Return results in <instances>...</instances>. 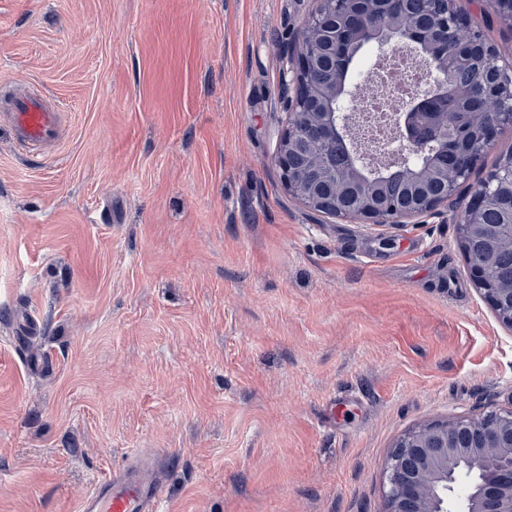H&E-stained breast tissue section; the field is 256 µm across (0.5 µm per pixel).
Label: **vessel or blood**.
<instances>
[{
	"label": "vessel or blood",
	"mask_w": 512,
	"mask_h": 512,
	"mask_svg": "<svg viewBox=\"0 0 512 512\" xmlns=\"http://www.w3.org/2000/svg\"><path fill=\"white\" fill-rule=\"evenodd\" d=\"M8 104L4 118L15 143L28 152H38L59 133V114L42 91L5 93L0 97ZM163 495L157 470L140 460L126 463L118 472L100 481L85 497L81 512H158Z\"/></svg>",
	"instance_id": "b4317fda"
}]
</instances>
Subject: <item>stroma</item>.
<instances>
[{
    "instance_id": "35a3bbf8",
    "label": "stroma",
    "mask_w": 512,
    "mask_h": 512,
    "mask_svg": "<svg viewBox=\"0 0 512 512\" xmlns=\"http://www.w3.org/2000/svg\"><path fill=\"white\" fill-rule=\"evenodd\" d=\"M316 0H0V512H79L160 458L162 512H383L434 421L512 407V328L458 218L365 228L291 195L281 76ZM8 112L2 117L9 124L15 143L28 152H39L53 143L59 133V113L46 100L42 91L34 87L26 93H5Z\"/></svg>"
}]
</instances>
